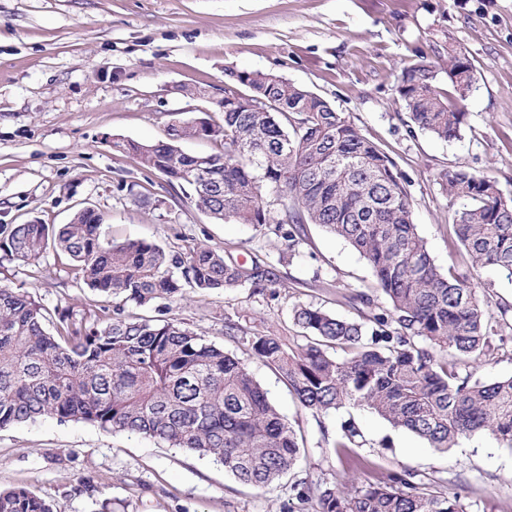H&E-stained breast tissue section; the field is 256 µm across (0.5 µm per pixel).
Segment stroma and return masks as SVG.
<instances>
[{
	"instance_id": "35a3bbf8",
	"label": "stroma",
	"mask_w": 512,
	"mask_h": 512,
	"mask_svg": "<svg viewBox=\"0 0 512 512\" xmlns=\"http://www.w3.org/2000/svg\"><path fill=\"white\" fill-rule=\"evenodd\" d=\"M465 53L477 81L461 136L415 127L397 92L400 70ZM275 74L327 100L402 173L419 234L440 269L467 272L448 226L456 203L438 175L488 172L512 196V0H0V225L66 224L80 209L103 214L102 235L141 240L167 255L202 245L241 262L259 259L260 286L190 292L167 317L243 361L305 439L287 475L265 489L220 464L156 439L53 418L0 429V489L25 486L56 512H285L300 481L343 483L408 470L466 512H512V449L478 433L440 452L377 415L302 408L255 358L249 336L302 342L292 311L306 305L358 322L386 312L367 262L317 224L288 241L276 225L221 222L118 140L167 139L172 123L207 113L224 122L231 73ZM0 285L47 311L80 313L107 301L55 255L29 265L0 250ZM237 324L235 337L225 323ZM354 420L355 445L336 447ZM362 459L365 470L351 468Z\"/></svg>"
}]
</instances>
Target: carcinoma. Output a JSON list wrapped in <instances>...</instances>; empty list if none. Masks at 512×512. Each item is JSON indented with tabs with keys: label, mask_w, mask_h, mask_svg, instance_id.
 I'll use <instances>...</instances> for the list:
<instances>
[{
	"label": "carcinoma",
	"mask_w": 512,
	"mask_h": 512,
	"mask_svg": "<svg viewBox=\"0 0 512 512\" xmlns=\"http://www.w3.org/2000/svg\"><path fill=\"white\" fill-rule=\"evenodd\" d=\"M451 90L437 85L440 71ZM411 122L435 137L461 136V108L475 74L463 54L414 64L396 77ZM252 95L298 110V125L283 112H256L246 100L224 101L222 149L207 154L208 176L196 179V155L181 142L200 136L185 125L166 141L124 140L113 147L171 184L190 187L198 209L220 221L272 224L263 191L292 204L293 241L305 224L344 239L369 264L390 303L362 323L310 306L293 310L305 343L249 337L253 354L287 383L299 404L328 415L366 408L429 447L445 452L477 432L512 448V377L484 382L483 363L512 339L502 333L488 288L435 265L417 232L405 179L377 144L327 101L288 79L252 73ZM443 193L463 205L450 234L470 267H493L512 281V196L493 177L465 169L438 177ZM102 215L92 208L71 221L0 225V249L27 264L49 251L76 263L83 283L112 298V312L77 314L43 306L18 289L0 286V429L40 418L86 422L108 432L158 439L212 458L238 482L269 487L295 467L299 436L247 366L171 319L124 315V307L153 306L199 292L259 285L265 270L226 261L192 246L167 258L151 243L119 245L101 237ZM427 346L422 347L417 341ZM351 356L338 360L336 349ZM286 512H466L458 496L415 481L404 471L351 487L301 483ZM0 512H54L28 487L0 491Z\"/></svg>",
	"instance_id": "1"
}]
</instances>
